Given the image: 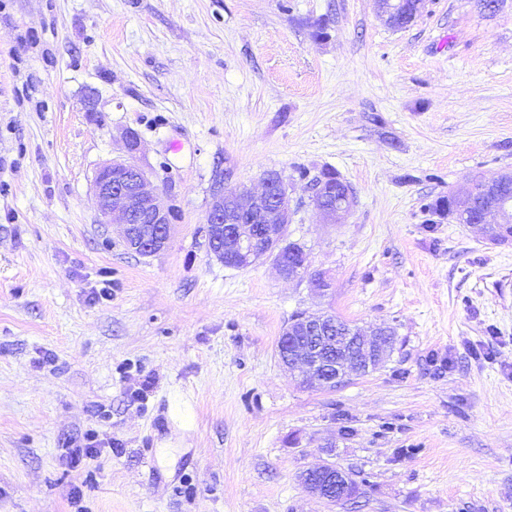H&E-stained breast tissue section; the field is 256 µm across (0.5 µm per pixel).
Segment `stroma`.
I'll return each mask as SVG.
<instances>
[{
  "mask_svg": "<svg viewBox=\"0 0 512 512\" xmlns=\"http://www.w3.org/2000/svg\"><path fill=\"white\" fill-rule=\"evenodd\" d=\"M129 129L177 214L150 257L91 189ZM270 171L326 295L208 251L215 194ZM504 172L512 0L403 29L375 0H0V512H512V241L435 209ZM319 311L394 350L303 387L277 342ZM317 464L356 497L309 493ZM325 176L326 184L333 192L332 196L336 197V187L340 186L343 182L336 173L333 171L322 172ZM325 178L321 177L317 183L313 184L312 204L317 216L325 223L338 224L346 216H348L353 206L355 205V196L351 189L346 190L341 196L336 197L333 203H326V196L324 190ZM302 483L310 493L332 503L350 501L357 492L349 473L335 465L332 467L324 464L308 468L303 473Z\"/></svg>",
  "mask_w": 512,
  "mask_h": 512,
  "instance_id": "stroma-1",
  "label": "stroma"
}]
</instances>
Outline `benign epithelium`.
<instances>
[{
	"label": "benign epithelium",
	"mask_w": 512,
	"mask_h": 512,
	"mask_svg": "<svg viewBox=\"0 0 512 512\" xmlns=\"http://www.w3.org/2000/svg\"><path fill=\"white\" fill-rule=\"evenodd\" d=\"M376 4L379 17L389 25L405 7V0H376ZM125 139L130 157L100 166L95 172L92 189L101 223L120 225L127 247L143 257H150L164 250L170 239V206L131 157L138 146L136 134L128 131ZM324 181L322 177L313 184L312 204L322 221L338 224L351 213L355 196L348 189L328 203ZM504 181L502 175L482 183V190L496 194V199L479 209L475 208L476 189L453 195L448 200V215L463 220L470 217L472 223L484 228L490 242H502L501 230L512 226V199L498 193ZM293 214L286 183L278 175L266 173L261 179V191L257 193L214 196L207 216L208 249L224 265L238 269L247 268L257 258L269 255L284 278H302L307 273L308 255L288 242L287 227ZM333 325L334 321L326 312L301 313L286 324L278 340L281 363L298 371L301 383L308 388L334 389L351 373L359 375L369 371L380 363L390 345L386 330L378 328L369 338L360 329L346 337L351 350L333 358L330 353L334 344L330 337ZM303 481L310 493L328 502H347L356 496L349 473L338 466L310 467L303 473Z\"/></svg>",
	"instance_id": "1"
}]
</instances>
